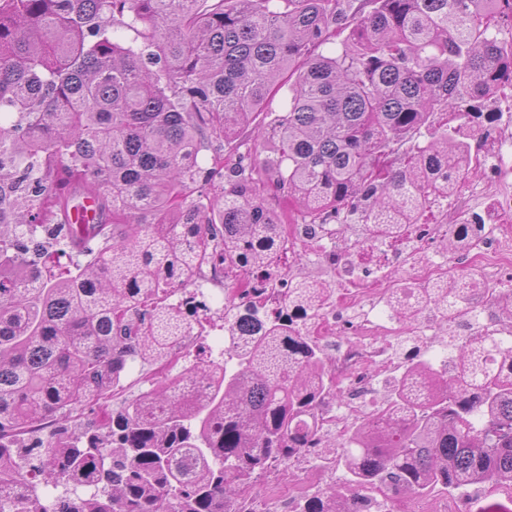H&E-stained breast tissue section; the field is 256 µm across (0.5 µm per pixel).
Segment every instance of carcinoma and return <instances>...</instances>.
<instances>
[{
    "label": "carcinoma",
    "instance_id": "carcinoma-1",
    "mask_svg": "<svg viewBox=\"0 0 512 512\" xmlns=\"http://www.w3.org/2000/svg\"><path fill=\"white\" fill-rule=\"evenodd\" d=\"M503 25L512 0H0V512H235V487L314 448L344 491L295 512L511 485L512 356L462 347L451 380L416 359L385 432L337 440L311 313L330 295L304 280L273 316L235 291L288 257L292 224L388 239L442 215L479 160L463 128H490L481 104L512 86ZM266 140L272 157L248 148ZM210 262L232 344L90 418L131 363L187 357L208 306L171 298Z\"/></svg>",
    "mask_w": 512,
    "mask_h": 512
}]
</instances>
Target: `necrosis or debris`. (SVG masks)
Listing matches in <instances>:
<instances>
[{"instance_id":"obj_1","label":"necrosis or debris","mask_w":512,"mask_h":512,"mask_svg":"<svg viewBox=\"0 0 512 512\" xmlns=\"http://www.w3.org/2000/svg\"><path fill=\"white\" fill-rule=\"evenodd\" d=\"M502 221L484 225L478 236H456L453 255L433 250V242L446 237L450 227L431 224L426 230L407 225V238L397 243L365 231L363 226L340 224L335 238L322 237L314 262L332 265L349 287L335 299L325 320L336 326L330 346L334 366L343 383V394L327 411V428L344 435L347 424L365 420L381 429L387 406L377 394V385L393 373L400 362L398 348L407 346L418 358L434 360L448 349L449 340L460 342L485 337L495 348L512 351V323H504L494 283H512V194L493 198ZM356 234L354 250H341L339 243ZM467 259L471 275L458 280L465 299L458 316L446 317L442 309L422 302L403 308L410 290L399 278L403 263L426 285L448 278L450 259Z\"/></svg>"}]
</instances>
